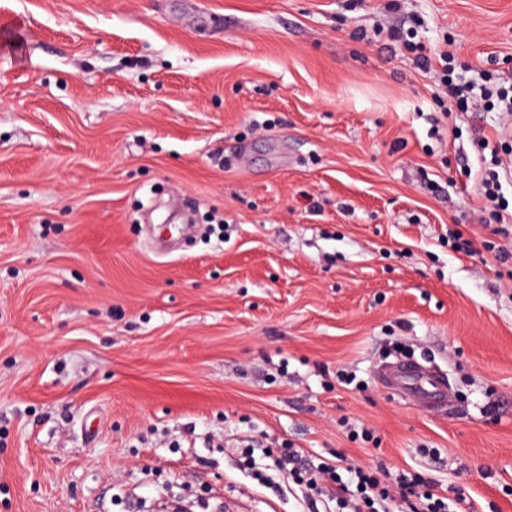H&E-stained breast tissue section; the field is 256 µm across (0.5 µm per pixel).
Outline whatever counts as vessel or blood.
Returning a JSON list of instances; mask_svg holds the SVG:
<instances>
[{
    "label": "vessel or blood",
    "instance_id": "1",
    "mask_svg": "<svg viewBox=\"0 0 512 512\" xmlns=\"http://www.w3.org/2000/svg\"><path fill=\"white\" fill-rule=\"evenodd\" d=\"M382 377L394 395L436 408L448 403V381L435 367L416 360L389 363Z\"/></svg>",
    "mask_w": 512,
    "mask_h": 512
}]
</instances>
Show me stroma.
I'll use <instances>...</instances> for the list:
<instances>
[{"mask_svg": "<svg viewBox=\"0 0 512 512\" xmlns=\"http://www.w3.org/2000/svg\"><path fill=\"white\" fill-rule=\"evenodd\" d=\"M444 51L512 74V0H0V512H307L273 441L512 512V116ZM451 56L448 53H444L440 56V60L444 62V78L442 86L444 93L450 100L456 103H463L468 108L469 103L477 106L479 103L483 109L497 108L506 114L511 115L512 112V78L509 76H498L495 78L493 85L483 86L481 85L479 90V99L477 94L474 93L476 89L474 84H462L458 83L451 74L448 75V64H450ZM502 184L500 182V172L491 170L479 185V195L485 200L486 204L490 203L493 207H498L500 202V191ZM392 394L429 407L446 408L448 381L441 370L417 360L388 363L381 374Z\"/></svg>", "mask_w": 512, "mask_h": 512, "instance_id": "1", "label": "stroma"}]
</instances>
